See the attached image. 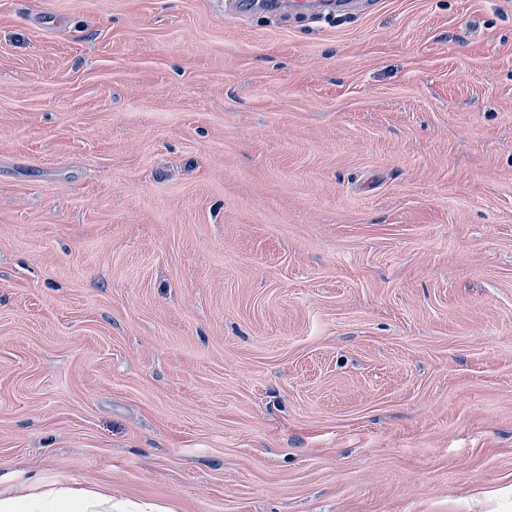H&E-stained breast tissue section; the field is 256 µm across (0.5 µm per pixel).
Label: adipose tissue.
<instances>
[{
    "instance_id": "ef3b65f1",
    "label": "adipose tissue",
    "mask_w": 512,
    "mask_h": 512,
    "mask_svg": "<svg viewBox=\"0 0 512 512\" xmlns=\"http://www.w3.org/2000/svg\"><path fill=\"white\" fill-rule=\"evenodd\" d=\"M37 512H166L163 506L152 502L117 500L110 493L61 486L40 497Z\"/></svg>"
}]
</instances>
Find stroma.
Segmentation results:
<instances>
[{"label":"stroma","instance_id":"1","mask_svg":"<svg viewBox=\"0 0 512 512\" xmlns=\"http://www.w3.org/2000/svg\"><path fill=\"white\" fill-rule=\"evenodd\" d=\"M0 0V497L471 512L512 486V0Z\"/></svg>","mask_w":512,"mask_h":512}]
</instances>
